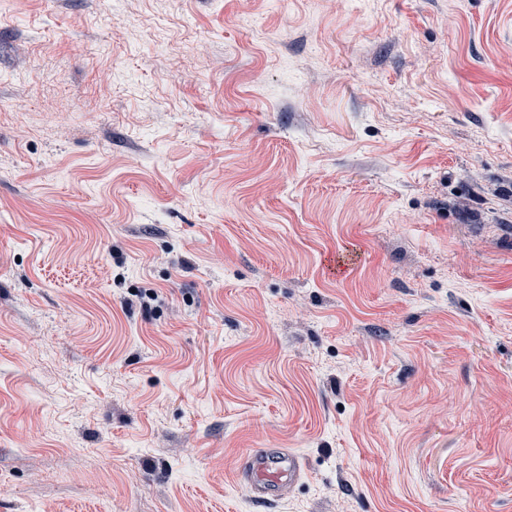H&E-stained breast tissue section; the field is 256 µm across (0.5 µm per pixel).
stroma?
<instances>
[{
    "label": "stroma",
    "mask_w": 512,
    "mask_h": 512,
    "mask_svg": "<svg viewBox=\"0 0 512 512\" xmlns=\"http://www.w3.org/2000/svg\"><path fill=\"white\" fill-rule=\"evenodd\" d=\"M0 512H512V0H0ZM253 500L275 503L286 497L303 478L299 457L283 448H251L243 456L238 473Z\"/></svg>",
    "instance_id": "35a3bbf8"
}]
</instances>
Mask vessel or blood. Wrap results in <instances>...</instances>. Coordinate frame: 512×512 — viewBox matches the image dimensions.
I'll return each instance as SVG.
<instances>
[{
	"label": "vessel or blood",
	"mask_w": 512,
	"mask_h": 512,
	"mask_svg": "<svg viewBox=\"0 0 512 512\" xmlns=\"http://www.w3.org/2000/svg\"><path fill=\"white\" fill-rule=\"evenodd\" d=\"M303 477L299 457L282 448H253L243 457L239 480L255 502L269 504L286 497Z\"/></svg>",
	"instance_id": "obj_1"
}]
</instances>
